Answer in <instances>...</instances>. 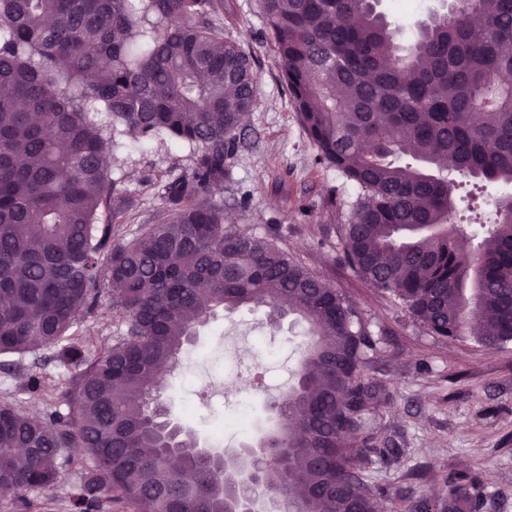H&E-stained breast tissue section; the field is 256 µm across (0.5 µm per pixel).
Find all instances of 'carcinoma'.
I'll return each instance as SVG.
<instances>
[{
	"mask_svg": "<svg viewBox=\"0 0 512 512\" xmlns=\"http://www.w3.org/2000/svg\"><path fill=\"white\" fill-rule=\"evenodd\" d=\"M317 163L355 184L344 249L354 271L435 336L512 341V196L495 220L455 222L454 190L512 184V0H452L408 48L376 0H259ZM223 0H0V356L53 351L60 388L28 371L38 415L0 401V487L21 512H52L65 463L83 469L70 512H236L243 453L196 451L154 397L193 328L218 307L282 306L307 325L281 423L241 444L266 448L257 490L274 512H378L362 465L379 388L375 341L336 289L271 238L226 223L211 193L230 178L259 80L213 23ZM103 112L106 121L96 118ZM195 147L165 209L112 241L124 211L108 177L112 131ZM123 334L87 350L76 317L104 305ZM182 464L172 467L168 456ZM454 475L441 506L479 512Z\"/></svg>",
	"mask_w": 512,
	"mask_h": 512,
	"instance_id": "cac0c4a2",
	"label": "carcinoma"
}]
</instances>
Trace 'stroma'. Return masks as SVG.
I'll use <instances>...</instances> for the list:
<instances>
[{
  "mask_svg": "<svg viewBox=\"0 0 512 512\" xmlns=\"http://www.w3.org/2000/svg\"><path fill=\"white\" fill-rule=\"evenodd\" d=\"M215 22L251 54L259 89L239 134L244 146L231 161L232 177L213 199L229 223L272 237L336 288L367 324L376 348L366 374L384 396L370 442L396 450L373 459L364 472L380 512H408L422 497L441 500L444 479L455 472L476 478L479 512H512V343L489 348L469 336L431 335L387 293L358 277L344 254L358 190L317 164L258 0H224ZM193 157L187 144L115 134L109 173L129 217L120 238H133L163 211L164 184L190 176ZM303 332L292 317L270 324L263 309L216 312L197 329L194 361L166 374L159 398L207 445L238 447L242 437L225 419L244 412L260 429L275 425L271 405L299 363L298 350L284 340Z\"/></svg>",
  "mask_w": 512,
  "mask_h": 512,
  "instance_id": "1",
  "label": "stroma"
}]
</instances>
